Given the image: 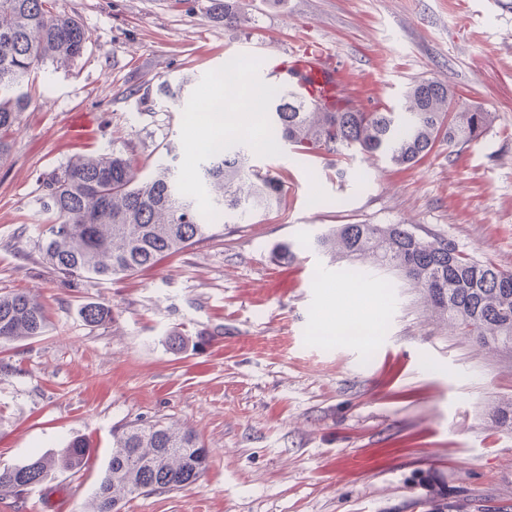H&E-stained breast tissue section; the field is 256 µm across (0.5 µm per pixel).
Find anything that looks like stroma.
<instances>
[{"instance_id": "35a3bbf8", "label": "stroma", "mask_w": 512, "mask_h": 512, "mask_svg": "<svg viewBox=\"0 0 512 512\" xmlns=\"http://www.w3.org/2000/svg\"><path fill=\"white\" fill-rule=\"evenodd\" d=\"M55 3L89 42L71 70L46 67L0 162V294H35L49 314L44 335L0 344V468L76 437L94 466L0 496V512H86L114 432L155 420L193 430L209 466L125 512L511 506L512 423L501 412L512 353L449 327L396 274L310 243L331 225L409 224L512 269V0H246L244 30L212 19L210 0ZM307 39L348 75L369 76L362 109L398 108L410 83L433 78L490 112L491 127L456 155L441 142L400 167L270 151L258 123L252 163L285 181L279 212L119 280L65 283L42 262L43 173L77 153L131 150L150 171L171 142L195 179L196 122L226 61L244 74L249 43L282 51ZM185 75L181 102L144 106L141 90ZM90 303L109 304L111 324L87 325ZM345 316L371 337L338 338Z\"/></svg>"}]
</instances>
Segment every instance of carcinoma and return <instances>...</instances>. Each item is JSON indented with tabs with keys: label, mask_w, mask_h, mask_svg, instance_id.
Segmentation results:
<instances>
[{
	"label": "carcinoma",
	"mask_w": 512,
	"mask_h": 512,
	"mask_svg": "<svg viewBox=\"0 0 512 512\" xmlns=\"http://www.w3.org/2000/svg\"><path fill=\"white\" fill-rule=\"evenodd\" d=\"M213 15L237 26L246 19L244 0H211ZM89 36L72 16L55 10L54 0H0V160L10 153V134L33 101L40 69H66L80 60ZM187 81H167L146 91L180 101ZM262 100L272 109L267 147L289 145L302 155L343 158L352 152L383 156L396 166L418 162L439 140L448 153L483 135L491 114L478 106L457 112L448 85L414 81L401 111L330 108L280 88ZM169 160L139 177L136 154H86L46 172L40 210L45 229L37 242L42 260L65 280L131 276L180 253L203 238L224 235L227 225L204 223L198 196L208 195L219 218L243 217L278 208L283 181L254 168L249 149L221 143L202 153L193 190L179 185L175 147ZM314 247L332 258L369 257L420 289L435 312L463 335L512 348V271L481 261L450 240L417 235L406 224H339L317 235ZM82 317L90 326L112 322V307L91 303ZM48 312L24 291L0 295V343L43 335ZM209 454L190 429L161 421L133 424L115 434L87 512H121L135 495L181 490L208 467ZM88 445L70 441L56 455L39 456L0 469V494L21 496L57 471L89 466Z\"/></svg>",
	"instance_id": "obj_1"
}]
</instances>
